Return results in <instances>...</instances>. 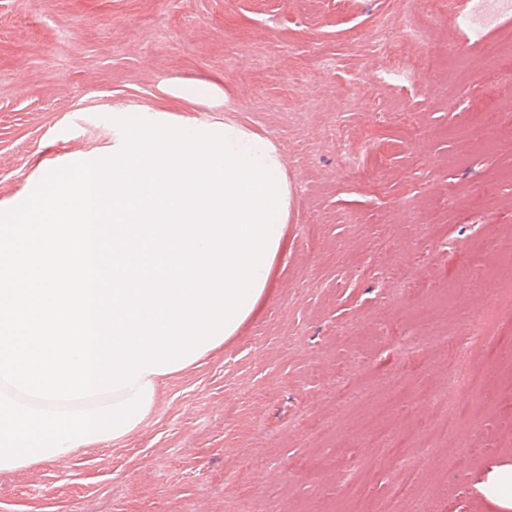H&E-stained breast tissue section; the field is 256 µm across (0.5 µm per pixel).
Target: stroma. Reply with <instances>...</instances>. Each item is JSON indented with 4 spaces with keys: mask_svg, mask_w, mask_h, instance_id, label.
I'll return each instance as SVG.
<instances>
[{
    "mask_svg": "<svg viewBox=\"0 0 512 512\" xmlns=\"http://www.w3.org/2000/svg\"><path fill=\"white\" fill-rule=\"evenodd\" d=\"M507 27L485 0H0V211L111 157L122 110L269 137L289 191L258 314L124 440L0 472V512H348L347 480L381 504L424 452L428 512H503L477 485L512 465V282L492 247L512 228V50H484ZM478 307L485 386L445 436L430 394ZM363 365L375 397L412 387L369 431L342 384Z\"/></svg>",
    "mask_w": 512,
    "mask_h": 512,
    "instance_id": "obj_1",
    "label": "stroma"
}]
</instances>
